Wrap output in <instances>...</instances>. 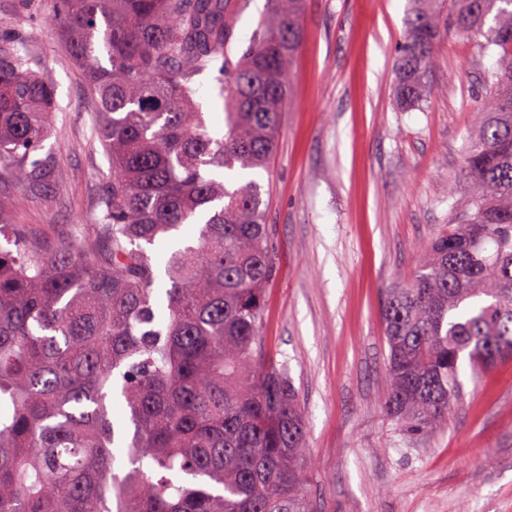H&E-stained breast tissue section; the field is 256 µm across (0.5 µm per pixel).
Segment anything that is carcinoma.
Instances as JSON below:
<instances>
[{
    "label": "carcinoma",
    "mask_w": 512,
    "mask_h": 512,
    "mask_svg": "<svg viewBox=\"0 0 512 512\" xmlns=\"http://www.w3.org/2000/svg\"><path fill=\"white\" fill-rule=\"evenodd\" d=\"M302 0H271L237 60L224 0H57L112 161L93 223L49 247L0 223V512H311L306 430L260 329L276 275L261 187L281 129ZM494 49L467 139L474 193L385 290V411L448 422L460 370L512 357V0H417L394 95H424L442 28ZM218 65L224 134L194 101ZM0 49V181L33 185L59 106ZM127 418L112 420V402Z\"/></svg>",
    "instance_id": "carcinoma-1"
}]
</instances>
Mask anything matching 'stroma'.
Returning a JSON list of instances; mask_svg holds the SVG:
<instances>
[{"mask_svg": "<svg viewBox=\"0 0 512 512\" xmlns=\"http://www.w3.org/2000/svg\"><path fill=\"white\" fill-rule=\"evenodd\" d=\"M239 56L266 0H227ZM413 0H303L302 41L269 171L256 176L277 275L261 336L288 368L305 410L303 491L313 512H512V360L472 374L445 425L412 434L379 400L382 306L464 200L473 107L496 57L482 37L447 31L428 93L402 108L395 60ZM15 43L56 86L59 112L36 193L0 183V221L52 242L92 220L112 170L93 133L83 72L54 26L52 0H0V45ZM208 69L194 100L224 129V92Z\"/></svg>", "mask_w": 512, "mask_h": 512, "instance_id": "1", "label": "stroma"}]
</instances>
